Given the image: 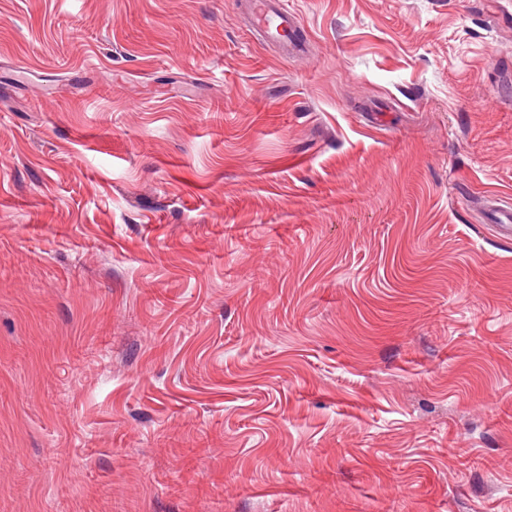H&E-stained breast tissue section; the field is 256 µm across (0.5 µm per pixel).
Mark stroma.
Wrapping results in <instances>:
<instances>
[{
  "label": "stroma",
  "mask_w": 512,
  "mask_h": 512,
  "mask_svg": "<svg viewBox=\"0 0 512 512\" xmlns=\"http://www.w3.org/2000/svg\"><path fill=\"white\" fill-rule=\"evenodd\" d=\"M0 0V512H512V0ZM247 14L264 37L283 47H288L285 35L296 24L295 11L288 0H248L244 3Z\"/></svg>",
  "instance_id": "stroma-1"
}]
</instances>
